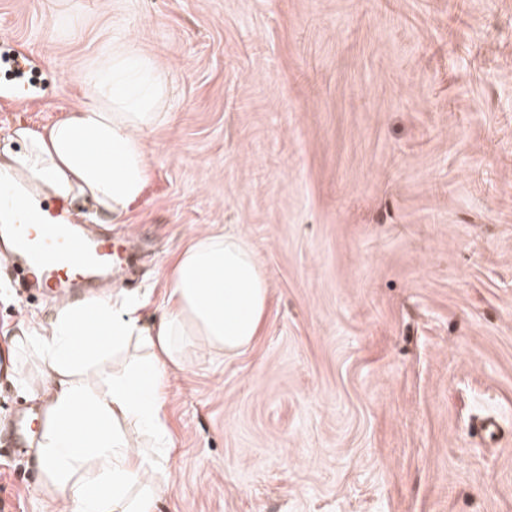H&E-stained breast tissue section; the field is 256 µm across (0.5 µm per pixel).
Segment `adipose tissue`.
<instances>
[{
	"instance_id": "ef3b65f1",
	"label": "adipose tissue",
	"mask_w": 512,
	"mask_h": 512,
	"mask_svg": "<svg viewBox=\"0 0 512 512\" xmlns=\"http://www.w3.org/2000/svg\"><path fill=\"white\" fill-rule=\"evenodd\" d=\"M86 103L42 131H14L0 145V196L24 177L39 202L92 197L124 216L147 185L146 137L167 124L169 80L127 40L82 78ZM102 150L93 158L92 150ZM162 312L144 323L138 298L117 294L60 302L50 324L29 320L15 337L40 363L21 386L44 406L38 460L60 512H157L168 487L172 437L167 388L187 339L231 357L263 332L270 284L250 243L210 229L177 254ZM90 330L82 349L77 338Z\"/></svg>"
}]
</instances>
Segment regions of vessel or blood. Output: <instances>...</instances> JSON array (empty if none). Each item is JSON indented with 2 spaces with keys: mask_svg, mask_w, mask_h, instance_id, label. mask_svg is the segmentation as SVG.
I'll use <instances>...</instances> for the list:
<instances>
[{
  "mask_svg": "<svg viewBox=\"0 0 512 512\" xmlns=\"http://www.w3.org/2000/svg\"><path fill=\"white\" fill-rule=\"evenodd\" d=\"M0 223V245L14 258L13 270L25 285L66 296L96 288L123 267V242L95 232L89 224L65 222L54 210V223L39 224L26 192L15 191Z\"/></svg>",
  "mask_w": 512,
  "mask_h": 512,
  "instance_id": "1",
  "label": "vessel or blood"
}]
</instances>
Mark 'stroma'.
Segmentation results:
<instances>
[{"mask_svg": "<svg viewBox=\"0 0 512 512\" xmlns=\"http://www.w3.org/2000/svg\"><path fill=\"white\" fill-rule=\"evenodd\" d=\"M35 66L0 88V140L86 101L131 39L166 69L171 121L119 221L133 272L99 290L161 313L201 230L239 234L272 289L234 357L175 371L158 512H512V0H0ZM0 254V346L58 297ZM14 352L0 421L31 398ZM495 419L481 445L471 423ZM35 448L0 447V512H57Z\"/></svg>", "mask_w": 512, "mask_h": 512, "instance_id": "obj_1", "label": "stroma"}]
</instances>
